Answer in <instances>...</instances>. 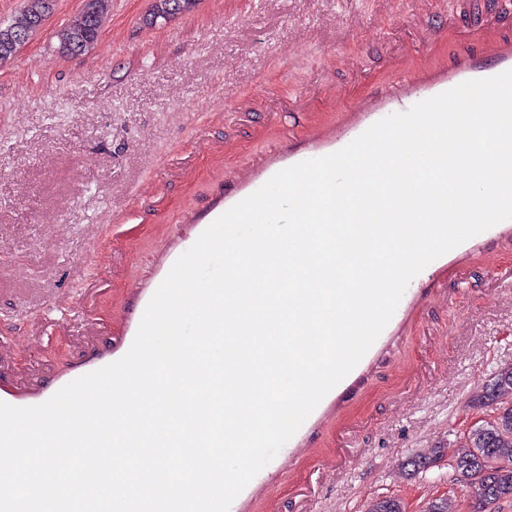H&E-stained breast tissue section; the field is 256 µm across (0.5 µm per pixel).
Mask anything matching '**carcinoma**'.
Segmentation results:
<instances>
[{
	"label": "carcinoma",
	"instance_id": "cac0c4a2",
	"mask_svg": "<svg viewBox=\"0 0 512 512\" xmlns=\"http://www.w3.org/2000/svg\"><path fill=\"white\" fill-rule=\"evenodd\" d=\"M198 0H153L152 11L147 24L153 25L158 20L168 21L178 15L192 12ZM51 0H24L20 8L6 24H0V62L12 57L11 42L15 34L27 30L39 13L52 8ZM108 8L107 0H94L93 11L81 9L68 25L61 30L59 53L61 55L81 54L91 49L97 42V30L101 29L103 18ZM483 405L496 404L503 413V425L487 426L469 439L472 450L459 456L465 467L477 465L483 457H496L512 461V370H499L493 382L480 396ZM444 449L430 448L422 455H416L407 462L412 474L429 468ZM480 501L491 497L496 500L512 498V468L487 475L483 489L477 491Z\"/></svg>",
	"mask_w": 512,
	"mask_h": 512
}]
</instances>
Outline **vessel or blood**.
<instances>
[{
  "label": "vessel or blood",
  "instance_id": "vessel-or-blood-1",
  "mask_svg": "<svg viewBox=\"0 0 512 512\" xmlns=\"http://www.w3.org/2000/svg\"><path fill=\"white\" fill-rule=\"evenodd\" d=\"M453 61L448 69L439 74L430 73L425 58L403 63L405 73L400 94L384 99L383 103L371 104L361 98L347 99L342 108L345 116L343 123L336 127L311 131L301 146L286 145L264 170L258 173L238 175L229 173L227 180L232 183V193L220 199L215 206L201 219L194 223L196 233L203 231L218 217L235 204L250 196L261 188L279 171L306 160L320 158L332 154L361 135L371 125L383 119V107L392 103L402 102L409 98L413 102L434 97L448 91L463 82L496 76L512 69V38L498 36L492 29H472L465 32L452 45ZM157 251L163 257L151 287L141 289L140 303L148 305L155 293V285L161 284L178 258L168 241H160ZM444 288L436 285L429 270H422L407 286L391 320L383 330L384 335H392L404 322L408 312L421 302L431 301L434 297H445ZM141 319L133 317L122 332L117 345L96 357L63 366L54 377V384L41 387L38 391L18 393L0 388V402L16 407H29L42 404L49 400L57 389L63 388L73 380L111 364L122 358L130 349L137 334ZM368 366L367 360H360L356 367L321 400L309 415L310 425H330L336 418V400L351 384L360 377ZM305 449L302 434L294 436L284 444L276 456L250 481L232 502L229 512H244L246 503L257 490H264L269 497L278 494L277 485L270 483L272 472L285 469L289 460L298 458Z\"/></svg>",
  "mask_w": 512,
  "mask_h": 512
}]
</instances>
